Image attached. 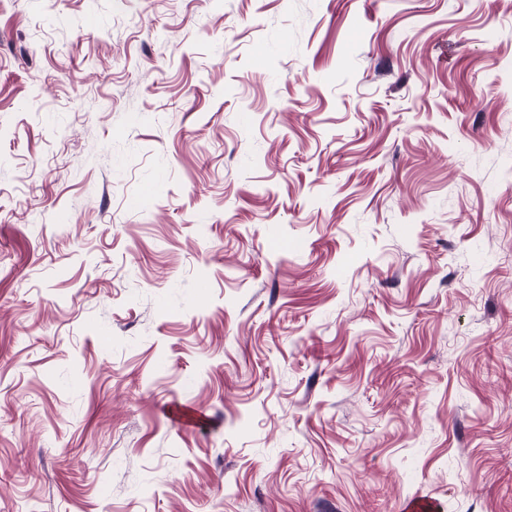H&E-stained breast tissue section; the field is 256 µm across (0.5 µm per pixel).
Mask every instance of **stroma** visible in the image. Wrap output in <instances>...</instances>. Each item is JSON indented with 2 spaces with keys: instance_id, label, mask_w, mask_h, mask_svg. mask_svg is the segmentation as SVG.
Returning a JSON list of instances; mask_svg holds the SVG:
<instances>
[{
  "instance_id": "stroma-1",
  "label": "stroma",
  "mask_w": 512,
  "mask_h": 512,
  "mask_svg": "<svg viewBox=\"0 0 512 512\" xmlns=\"http://www.w3.org/2000/svg\"><path fill=\"white\" fill-rule=\"evenodd\" d=\"M419 496L512 512V0H0V512Z\"/></svg>"
}]
</instances>
